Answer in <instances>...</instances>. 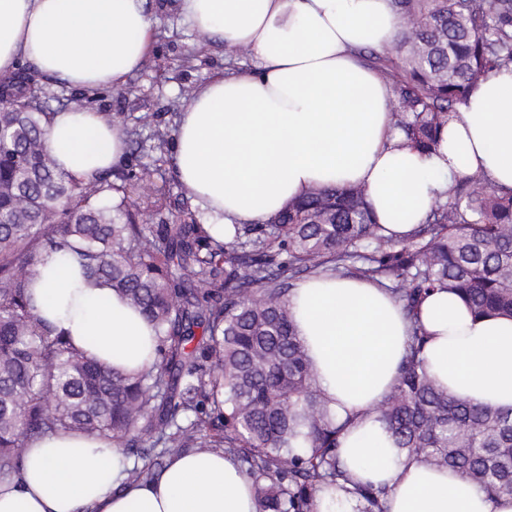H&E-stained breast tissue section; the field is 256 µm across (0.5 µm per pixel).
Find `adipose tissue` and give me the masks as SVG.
Listing matches in <instances>:
<instances>
[{
    "mask_svg": "<svg viewBox=\"0 0 512 512\" xmlns=\"http://www.w3.org/2000/svg\"><path fill=\"white\" fill-rule=\"evenodd\" d=\"M208 39L248 51L249 74L196 91L175 133L179 181L216 234L253 224L311 186L365 185L377 222L406 235L455 177L482 172L512 188V68L483 82L437 146L412 147L391 117L393 94L361 53L392 44L393 0H178ZM148 0H0V75L20 60L94 91L121 87L149 49ZM47 144L73 177L120 163L123 134L94 110L62 111ZM38 314L95 359L132 374L152 360L155 332L79 263L56 256L30 287ZM296 332L337 424L340 453L360 483L388 489L387 512H512L460 474L399 454L376 418L398 377L410 323L380 286L313 277L293 290ZM431 375L473 405L512 408V318L474 315L462 298L431 292L419 308ZM124 458L58 432L34 440L20 477L0 480V512H257L251 485L223 455L195 450L149 482L122 486Z\"/></svg>",
    "mask_w": 512,
    "mask_h": 512,
    "instance_id": "obj_1",
    "label": "adipose tissue"
}]
</instances>
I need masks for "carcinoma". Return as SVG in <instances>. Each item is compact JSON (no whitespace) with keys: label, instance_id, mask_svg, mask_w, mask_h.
<instances>
[{"label":"carcinoma","instance_id":"obj_1","mask_svg":"<svg viewBox=\"0 0 512 512\" xmlns=\"http://www.w3.org/2000/svg\"><path fill=\"white\" fill-rule=\"evenodd\" d=\"M395 4L402 30L381 71L394 125L428 152L478 84L512 67V0ZM53 116L24 69L0 78V479L21 475L32 439L77 431L120 450L124 485L198 448L239 465L258 512H315L318 492L343 483L358 512H385L386 489L352 481L341 464L340 428L295 332L294 281L385 282L413 322L438 288L478 316L512 317V189L458 177L426 222L396 239L363 187H318L219 240L187 198L143 195L145 185L160 191L157 165L135 159L88 181L58 167L46 143ZM56 254L152 323L149 368L124 374L92 361L38 316L31 277ZM424 345L413 327L379 420L408 455L490 498L512 496V410L450 395Z\"/></svg>","mask_w":512,"mask_h":512}]
</instances>
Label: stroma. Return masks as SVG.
<instances>
[{"label":"stroma","instance_id":"stroma-1","mask_svg":"<svg viewBox=\"0 0 512 512\" xmlns=\"http://www.w3.org/2000/svg\"><path fill=\"white\" fill-rule=\"evenodd\" d=\"M159 18L150 48L139 70L120 89H105L91 103L101 114L120 113L129 125L138 117L157 114L168 132H175L192 94L212 77L252 67L249 55L229 54L222 42L201 41L174 7V0H149Z\"/></svg>","mask_w":512,"mask_h":512}]
</instances>
